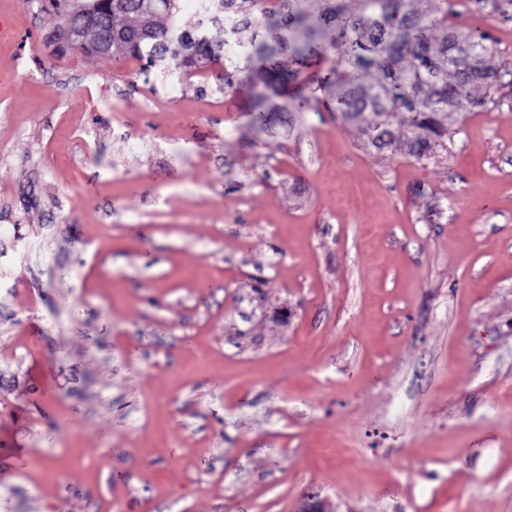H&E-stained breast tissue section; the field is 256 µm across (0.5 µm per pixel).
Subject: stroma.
Returning a JSON list of instances; mask_svg holds the SVG:
<instances>
[{"label": "stroma", "instance_id": "obj_1", "mask_svg": "<svg viewBox=\"0 0 512 512\" xmlns=\"http://www.w3.org/2000/svg\"><path fill=\"white\" fill-rule=\"evenodd\" d=\"M512 69V0H435ZM0 512H512V84L447 149L145 76L0 0Z\"/></svg>", "mask_w": 512, "mask_h": 512}]
</instances>
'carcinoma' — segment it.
Masks as SVG:
<instances>
[{"mask_svg": "<svg viewBox=\"0 0 512 512\" xmlns=\"http://www.w3.org/2000/svg\"><path fill=\"white\" fill-rule=\"evenodd\" d=\"M181 0H116L112 3V47L167 76L184 66L218 60L233 40L261 25L267 38L249 40L242 64L224 75V91L246 81L254 108L265 109L277 93L275 71L283 61L298 63L316 49L339 56L343 76L336 81V111L360 126L366 145L379 151L403 149L417 159L438 157L447 149L448 118L471 106L495 101L501 85L494 82L506 66L491 63L492 47L456 23H440L429 10L410 7L412 0H361L349 12L338 0H212L191 24L182 23ZM61 25L87 21L106 13L103 0H49ZM475 56L489 76L474 80L467 62L448 66V55L461 47ZM483 96H471L474 88ZM409 115L400 137L391 117ZM386 137L382 143L376 139Z\"/></svg>", "mask_w": 512, "mask_h": 512, "instance_id": "carcinoma-1", "label": "carcinoma"}]
</instances>
